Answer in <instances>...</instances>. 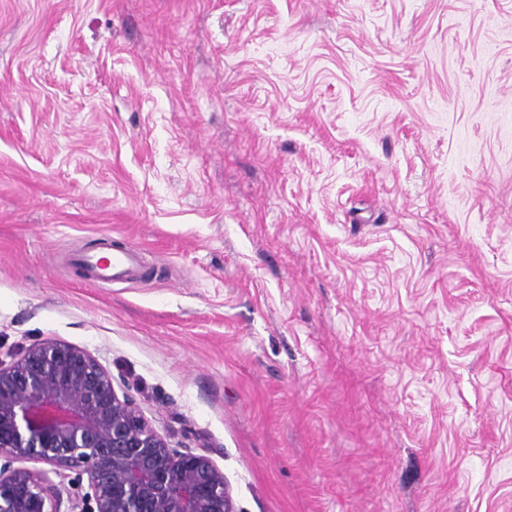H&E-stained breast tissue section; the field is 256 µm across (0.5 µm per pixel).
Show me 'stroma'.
<instances>
[{
	"mask_svg": "<svg viewBox=\"0 0 512 512\" xmlns=\"http://www.w3.org/2000/svg\"><path fill=\"white\" fill-rule=\"evenodd\" d=\"M47 338L234 512H512V0H0V352ZM97 259L88 255L82 258V262L95 279L103 282L129 278L136 262V256L130 250H116L113 252L110 256V264L105 269L96 268Z\"/></svg>",
	"mask_w": 512,
	"mask_h": 512,
	"instance_id": "stroma-1",
	"label": "stroma"
}]
</instances>
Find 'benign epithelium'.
Returning <instances> with one entry per match:
<instances>
[{
	"label": "benign epithelium",
	"mask_w": 512,
	"mask_h": 512,
	"mask_svg": "<svg viewBox=\"0 0 512 512\" xmlns=\"http://www.w3.org/2000/svg\"><path fill=\"white\" fill-rule=\"evenodd\" d=\"M2 457L0 512H234L209 456L173 448L89 352L55 339L0 357Z\"/></svg>",
	"instance_id": "obj_1"
}]
</instances>
